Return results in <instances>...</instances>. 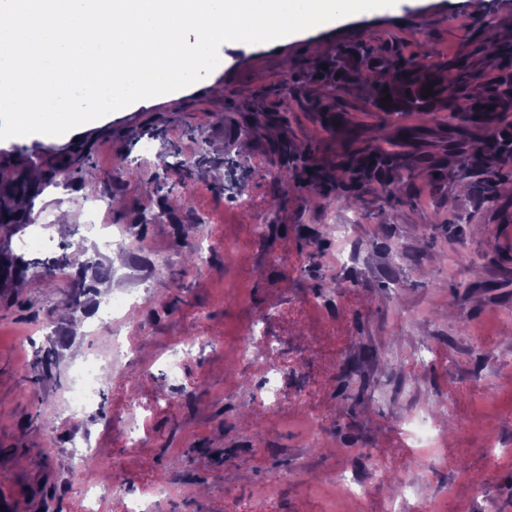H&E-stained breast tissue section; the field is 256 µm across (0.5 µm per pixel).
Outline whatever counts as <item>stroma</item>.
Instances as JSON below:
<instances>
[{
	"instance_id": "1",
	"label": "stroma",
	"mask_w": 512,
	"mask_h": 512,
	"mask_svg": "<svg viewBox=\"0 0 512 512\" xmlns=\"http://www.w3.org/2000/svg\"><path fill=\"white\" fill-rule=\"evenodd\" d=\"M459 14L483 17L512 42V0H397L276 50L224 43L204 89L110 113L78 140H0V172L42 160L34 224L0 230V255L27 264L21 283H0V498L19 512H82L69 449L89 435L119 466L123 491L149 479L168 485L154 512H327L336 474L347 469L366 480L354 512H387L399 493L395 469L415 487L404 512H427L438 498L454 512H512V194L491 203L483 176L458 181L415 167L417 152H447V113L421 126L416 108L388 111L368 78L374 64L415 54L425 38L441 60L462 57L496 78L503 58L484 51L474 29L457 31ZM330 61L356 79L332 88L321 73ZM282 87L292 99L284 131L298 155L335 170L344 139L323 123L320 106L329 104L362 146L412 168L406 195L395 199L371 181L350 210L336 207L327 186L274 180L267 146L282 130L261 123L244 135L239 122L274 111ZM398 125L421 128L419 140L397 139ZM148 142L155 149L146 154ZM178 155L204 157L199 192L181 183ZM89 173L97 192L122 201L110 221L132 232L105 293L90 275L41 276L46 262L79 249L111 266L82 229ZM232 177L245 194L228 197ZM168 200L196 223H139ZM64 205L71 222L52 234ZM354 212L358 258L342 267L336 227ZM130 291L147 296L121 332L136 356L113 367L95 409L71 412L76 365L112 347L109 333H88L90 319ZM247 321L258 331L251 358L238 361ZM51 328L67 344L36 382L31 367ZM186 336L206 344L182 352L176 381L158 355ZM364 348L373 358L340 389L342 363ZM307 412L320 416L313 439L299 427ZM417 412L441 437L437 465L414 461L417 444L402 421ZM132 419L147 435L136 450L125 442ZM275 474L285 483L255 507L256 490Z\"/></svg>"
}]
</instances>
